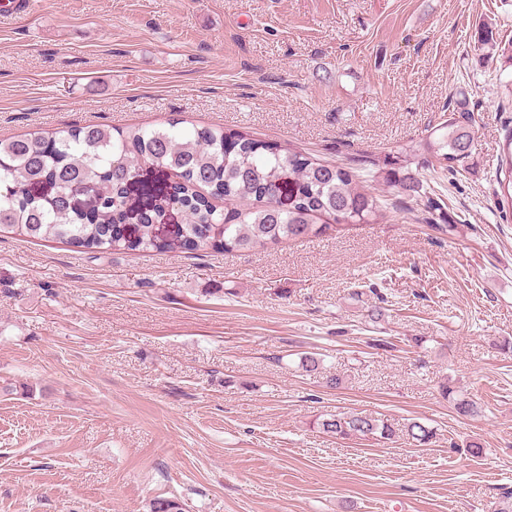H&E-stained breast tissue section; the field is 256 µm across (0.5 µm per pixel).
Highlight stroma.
Listing matches in <instances>:
<instances>
[{
  "instance_id": "1",
  "label": "stroma",
  "mask_w": 512,
  "mask_h": 512,
  "mask_svg": "<svg viewBox=\"0 0 512 512\" xmlns=\"http://www.w3.org/2000/svg\"><path fill=\"white\" fill-rule=\"evenodd\" d=\"M30 2L0 8V137L176 118L393 160L458 105L473 145L456 175L414 168L447 233L404 195L379 223L249 252L93 260L1 234L0 382L18 393L0 396V512H490L512 490V58L478 32L512 45V0ZM375 288L387 334L423 348H374ZM344 412L397 435L318 428ZM503 176V177H502ZM497 182L501 191V198L498 201L500 209L507 213L512 208V128L505 129L504 140L502 143V153L500 154V165L498 169ZM507 205V209L505 207Z\"/></svg>"
}]
</instances>
